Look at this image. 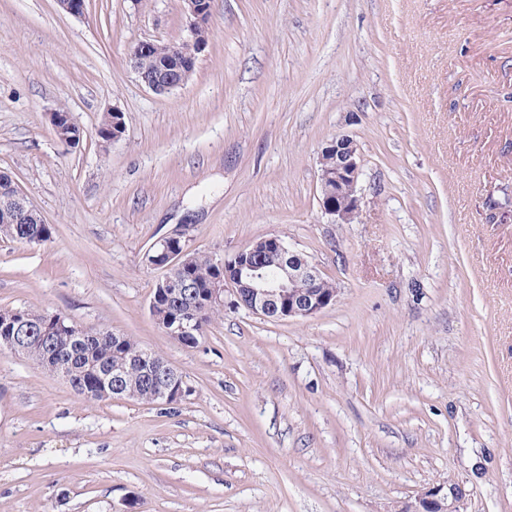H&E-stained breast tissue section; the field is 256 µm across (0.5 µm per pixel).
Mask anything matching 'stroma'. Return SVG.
Listing matches in <instances>:
<instances>
[{
	"instance_id": "1",
	"label": "stroma",
	"mask_w": 512,
	"mask_h": 512,
	"mask_svg": "<svg viewBox=\"0 0 512 512\" xmlns=\"http://www.w3.org/2000/svg\"><path fill=\"white\" fill-rule=\"evenodd\" d=\"M187 25L182 0H0V172L54 230L0 239V308L132 337L193 388L93 402L0 351V512H403L451 483L460 512H512V0H212L193 77L155 94L130 51ZM342 134L349 224L318 191ZM182 224L217 258L279 236L338 299L283 321L229 303L183 346L145 263ZM69 115H70L69 112H57L56 111V112L51 113L49 120H50L52 130H53L55 136L58 138L56 129L66 128L69 124V131L72 132V134H65V136H62V140L65 142H67V140H68V142L72 145H75L77 143V141L79 140L78 141V144H79L81 141L82 130L73 121L72 118H71V123H69V121H70ZM78 144H76V145H78ZM318 165V186L325 214L334 217L335 224L351 223L359 213L362 200L358 188L362 160L357 142L347 135L333 137L322 148Z\"/></svg>"
}]
</instances>
